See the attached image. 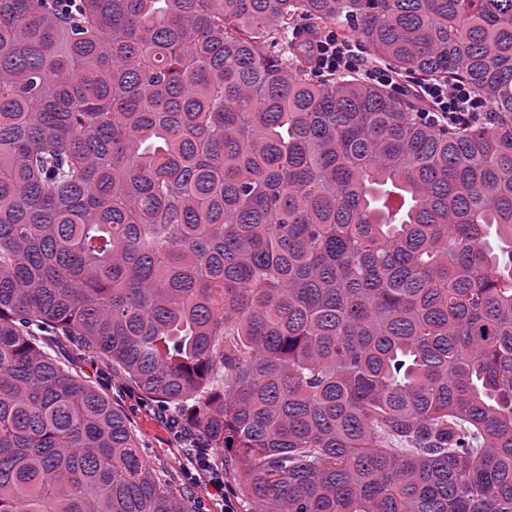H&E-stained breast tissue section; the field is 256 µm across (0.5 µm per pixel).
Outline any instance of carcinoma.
Masks as SVG:
<instances>
[{
	"mask_svg": "<svg viewBox=\"0 0 512 512\" xmlns=\"http://www.w3.org/2000/svg\"><path fill=\"white\" fill-rule=\"evenodd\" d=\"M61 338L255 512H512V0H0V512H192ZM329 27L332 30H318L312 34L313 73L322 76L324 73L355 72L365 82L388 87L399 94L409 91L418 102L415 112H422L423 119L435 124H472L491 119L488 104L468 83L413 80L411 84H404L401 75L387 66L369 61L351 40L339 37L338 25Z\"/></svg>",
	"mask_w": 512,
	"mask_h": 512,
	"instance_id": "carcinoma-1",
	"label": "carcinoma"
}]
</instances>
